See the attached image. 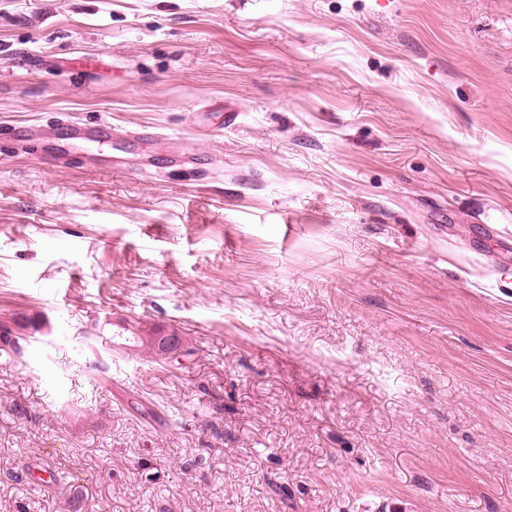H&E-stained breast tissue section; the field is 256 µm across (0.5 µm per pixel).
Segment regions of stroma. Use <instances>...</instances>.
I'll return each mask as SVG.
<instances>
[{
    "mask_svg": "<svg viewBox=\"0 0 512 512\" xmlns=\"http://www.w3.org/2000/svg\"><path fill=\"white\" fill-rule=\"evenodd\" d=\"M62 114L207 170L0 141V512H512V0H0Z\"/></svg>",
    "mask_w": 512,
    "mask_h": 512,
    "instance_id": "35a3bbf8",
    "label": "stroma"
}]
</instances>
